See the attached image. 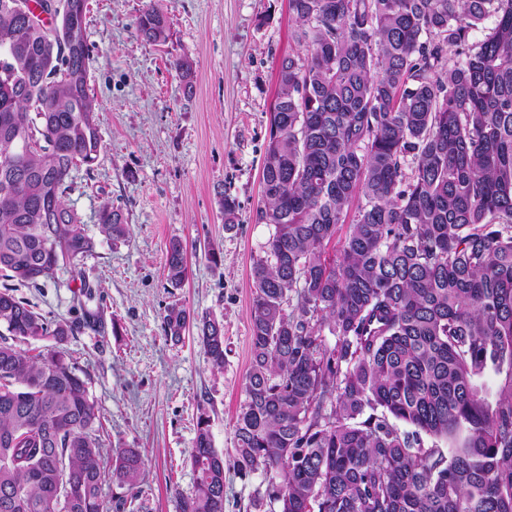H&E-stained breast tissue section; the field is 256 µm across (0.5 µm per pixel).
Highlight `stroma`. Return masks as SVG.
I'll use <instances>...</instances> for the list:
<instances>
[{"label":"stroma","mask_w":512,"mask_h":512,"mask_svg":"<svg viewBox=\"0 0 512 512\" xmlns=\"http://www.w3.org/2000/svg\"><path fill=\"white\" fill-rule=\"evenodd\" d=\"M150 6L169 20L164 42L137 30ZM294 29L288 0H88L102 150L93 167L73 169L66 202L96 247L78 268L16 295L44 315L70 318L81 277L100 284L86 307L99 314L101 333L70 337L66 349L90 376L108 453L133 448L145 462L137 487L104 484L110 512H176L175 493L194 488L190 454L202 413L224 458V512H258L253 502L266 480L235 467L234 424L251 361V268L273 232L256 221L269 113L281 60L302 53ZM177 60L191 64L192 83L175 70ZM227 196L239 205L229 227ZM106 204L123 216L122 239L100 231ZM174 239L187 263L177 288L165 271ZM213 252L219 262H210ZM171 306L192 317L177 340L164 330ZM206 314L224 326L220 371L198 340L194 320Z\"/></svg>","instance_id":"stroma-1"}]
</instances>
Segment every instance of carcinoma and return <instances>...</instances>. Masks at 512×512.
Masks as SVG:
<instances>
[{"mask_svg":"<svg viewBox=\"0 0 512 512\" xmlns=\"http://www.w3.org/2000/svg\"><path fill=\"white\" fill-rule=\"evenodd\" d=\"M3 2L0 512H57L62 491L64 512H108L103 482L136 487L143 460L134 448L105 460L102 410L66 356L99 319L47 318L13 287L40 288L95 248L65 202L71 170L102 148L87 0H35L49 17L37 22ZM288 5L303 55L281 61L270 115L256 221L274 232L251 270L237 470L265 474L279 512H512V0ZM168 30L152 6L138 20L150 42ZM99 221L125 236L118 211ZM166 270L175 286L186 276L179 240ZM189 320L169 307L167 335ZM198 329L223 369L222 324ZM45 339L37 355L21 348ZM489 372L493 403L476 384ZM191 460L178 512H224L203 414Z\"/></svg>","mask_w":512,"mask_h":512,"instance_id":"cac0c4a2","label":"carcinoma"}]
</instances>
